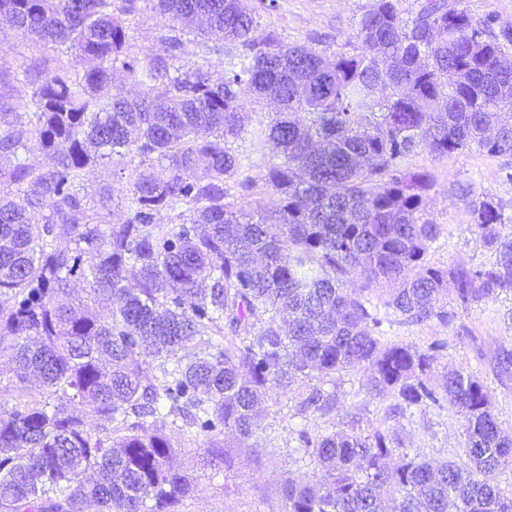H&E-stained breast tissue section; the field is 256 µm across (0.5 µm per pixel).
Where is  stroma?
<instances>
[{
	"label": "stroma",
	"mask_w": 512,
	"mask_h": 512,
	"mask_svg": "<svg viewBox=\"0 0 512 512\" xmlns=\"http://www.w3.org/2000/svg\"><path fill=\"white\" fill-rule=\"evenodd\" d=\"M372 3L373 0H246L260 30L275 31L286 44L307 46L327 55L356 53L357 21ZM167 25L165 18L148 7L128 16L135 56L158 49L157 37ZM183 39L187 46L186 60L209 63L213 78L222 79L226 53L223 39L197 31L184 34ZM0 40L5 43L0 49V72L10 79L20 76L23 68L39 57L60 60L79 71L89 66L88 61L78 60L73 52L22 39L1 23ZM236 148L258 183L249 192L231 188V201L247 210L258 202H270L271 189L262 183L261 177L275 160L272 147L253 150L249 137L245 136L237 141ZM139 162V157L131 155L120 166L101 165L88 169L85 174L84 188L91 196H99L104 185H111L112 223L119 224L125 219L123 200L129 194V183ZM404 165L413 171H428L435 179L426 209L428 217L439 224L441 233L427 252V263L441 268L491 265L493 253L484 247L470 224L469 202L471 195L486 194L502 206L505 219H512V157L472 149L436 159L420 150L407 157ZM383 330L387 341L422 349L434 340H445L448 348L432 370L431 382L441 385L453 369L474 372L490 390L493 410L501 424L512 428V375L502 376L497 367L501 348L512 349L511 291L457 309L455 319L446 326L434 320L412 324L394 316L384 323ZM362 378L359 370L338 375L336 381L342 394L335 409L323 417L301 418L291 394L270 391L264 403V429L245 445L235 444L229 434L212 442L190 430L168 427L166 433L175 447L173 467L194 478L197 484L195 495L184 501L181 512H277L282 477L300 479L308 471L294 451L293 428L303 422L315 432L332 428L353 407L364 409L373 426L402 434L407 447L420 449L432 459L448 458L465 463V421L461 415L445 407H433L406 419H392L389 409L393 397L358 393ZM215 447L230 448L233 456L230 469L208 466L209 454Z\"/></svg>",
	"instance_id": "stroma-1"
}]
</instances>
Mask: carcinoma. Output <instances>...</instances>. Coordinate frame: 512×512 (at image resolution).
I'll use <instances>...</instances> for the list:
<instances>
[{
	"label": "carcinoma",
	"mask_w": 512,
	"mask_h": 512,
	"mask_svg": "<svg viewBox=\"0 0 512 512\" xmlns=\"http://www.w3.org/2000/svg\"><path fill=\"white\" fill-rule=\"evenodd\" d=\"M141 2L0 0L16 35L94 62L81 74L28 64V128L4 111L0 75V353L19 383H38L0 405V512H84L89 500L100 512H180L195 486L170 466L167 424L243 444L263 429L269 391L354 370L366 372L363 390L398 400L395 413L445 403L462 414L467 463L411 453L349 411L332 431H293L313 468L284 479L278 512H384L388 497L392 512H512L499 486L512 431L486 387L464 370L440 388L427 380L446 341L420 349L381 334L390 314L446 326L448 302L466 308L512 290V226L499 204L470 203L491 266H432L433 179L402 165L417 150L512 155V118L501 112L512 102L497 98L512 84L501 43L512 33L490 38L491 21L474 23L463 0H424L406 20L398 0H375L357 23L360 51L329 57L258 34L243 0H149L171 25L139 59L124 17ZM200 20L232 46L220 81L205 63L182 64L177 32ZM118 67L136 96L112 85ZM245 97L279 104L251 137L279 149L263 175L275 199L248 211L226 201L227 180L256 185L232 148ZM30 135L48 163L23 157ZM129 155L141 169L125 221L112 224V189L95 200L81 181ZM162 160L169 175L158 178L151 167ZM163 210L176 223H156ZM352 277L361 292L347 288ZM76 281L111 304L105 315L62 300ZM148 358L161 377L145 384ZM336 403L337 392L314 386L298 408L325 416Z\"/></svg>",
	"instance_id": "carcinoma-1"
}]
</instances>
